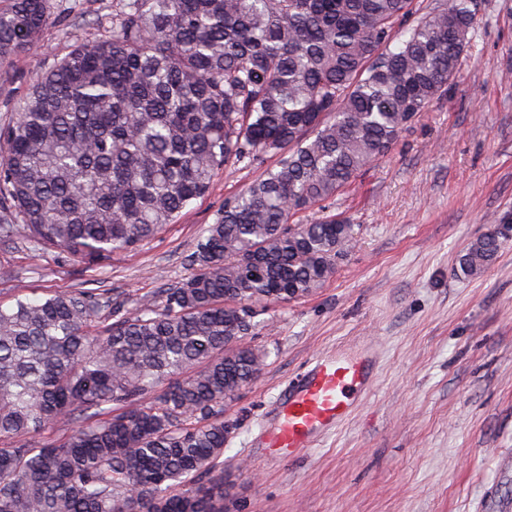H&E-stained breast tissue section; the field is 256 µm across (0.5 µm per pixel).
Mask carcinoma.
<instances>
[{
    "label": "carcinoma",
    "mask_w": 512,
    "mask_h": 512,
    "mask_svg": "<svg viewBox=\"0 0 512 512\" xmlns=\"http://www.w3.org/2000/svg\"><path fill=\"white\" fill-rule=\"evenodd\" d=\"M4 0L0 61L50 25L94 33L0 125V237L98 267L222 170L274 165L224 207L191 274L135 313L98 293L0 305V512H224V404L260 374L266 304L335 273L354 225L327 205L457 78L475 0ZM491 230L460 256L493 263ZM65 420L67 432L37 437Z\"/></svg>",
    "instance_id": "obj_1"
}]
</instances>
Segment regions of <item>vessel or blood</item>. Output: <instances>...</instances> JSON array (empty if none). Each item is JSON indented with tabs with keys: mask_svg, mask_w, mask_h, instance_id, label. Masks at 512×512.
Segmentation results:
<instances>
[{
	"mask_svg": "<svg viewBox=\"0 0 512 512\" xmlns=\"http://www.w3.org/2000/svg\"><path fill=\"white\" fill-rule=\"evenodd\" d=\"M372 381L369 355L339 351L313 358L276 396L267 447L288 458L315 448L351 416Z\"/></svg>",
	"mask_w": 512,
	"mask_h": 512,
	"instance_id": "1",
	"label": "vessel or blood"
}]
</instances>
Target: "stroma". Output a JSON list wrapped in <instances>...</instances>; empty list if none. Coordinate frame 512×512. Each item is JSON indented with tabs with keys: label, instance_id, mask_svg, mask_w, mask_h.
Listing matches in <instances>:
<instances>
[{
	"label": "stroma",
	"instance_id": "stroma-1",
	"mask_svg": "<svg viewBox=\"0 0 512 512\" xmlns=\"http://www.w3.org/2000/svg\"><path fill=\"white\" fill-rule=\"evenodd\" d=\"M459 76L390 153L338 194L352 247L312 294L269 305L252 345L267 358L224 408V512H481L512 505V228L495 262L462 273L471 242L512 217V0H481ZM71 35L49 27L0 82V123ZM263 173H219L212 190L139 250L90 270L0 243V303L93 289L134 312L178 285L226 195ZM372 348L377 379L319 447L274 457V395L314 356Z\"/></svg>",
	"mask_w": 512,
	"mask_h": 512
}]
</instances>
